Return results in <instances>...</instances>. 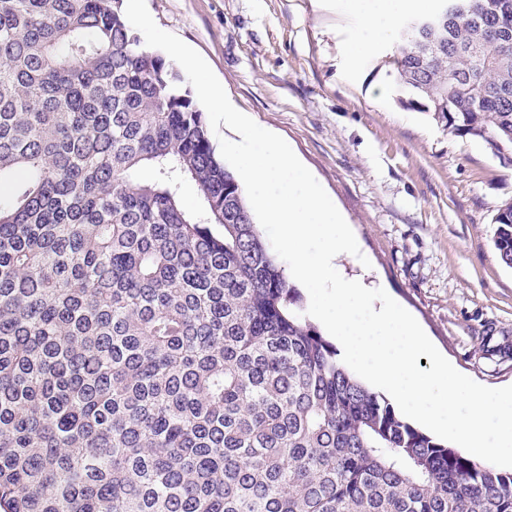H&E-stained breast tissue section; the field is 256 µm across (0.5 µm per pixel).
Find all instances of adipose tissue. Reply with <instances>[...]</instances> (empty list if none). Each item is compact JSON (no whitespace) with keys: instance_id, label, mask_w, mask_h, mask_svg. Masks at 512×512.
<instances>
[{"instance_id":"adipose-tissue-1","label":"adipose tissue","mask_w":512,"mask_h":512,"mask_svg":"<svg viewBox=\"0 0 512 512\" xmlns=\"http://www.w3.org/2000/svg\"><path fill=\"white\" fill-rule=\"evenodd\" d=\"M427 0H346V12L359 32L352 53L360 57L387 41L401 19L424 7Z\"/></svg>"}]
</instances>
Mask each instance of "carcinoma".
Instances as JSON below:
<instances>
[{"label": "carcinoma", "mask_w": 512, "mask_h": 512, "mask_svg": "<svg viewBox=\"0 0 512 512\" xmlns=\"http://www.w3.org/2000/svg\"><path fill=\"white\" fill-rule=\"evenodd\" d=\"M436 2L396 30L395 100L512 150V0ZM122 4L0 0V512H512V472L307 318ZM494 224L512 268L511 201Z\"/></svg>", "instance_id": "cac0c4a2"}]
</instances>
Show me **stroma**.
Masks as SVG:
<instances>
[{
    "label": "stroma",
    "instance_id": "stroma-1",
    "mask_svg": "<svg viewBox=\"0 0 512 512\" xmlns=\"http://www.w3.org/2000/svg\"><path fill=\"white\" fill-rule=\"evenodd\" d=\"M146 0L157 25L207 61L233 106L281 136L352 229L337 271L383 288L461 373L512 385V268L494 217L512 165L399 106L384 43L352 59L335 0Z\"/></svg>",
    "mask_w": 512,
    "mask_h": 512
}]
</instances>
